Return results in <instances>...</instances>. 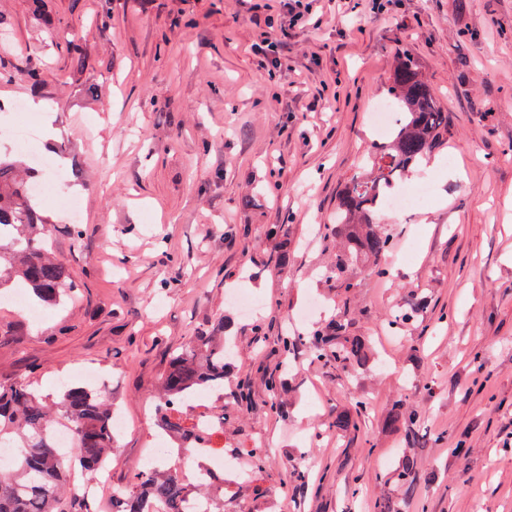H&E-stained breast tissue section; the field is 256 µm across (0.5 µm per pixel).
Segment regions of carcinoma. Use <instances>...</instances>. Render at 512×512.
<instances>
[{"instance_id":"cac0c4a2","label":"carcinoma","mask_w":512,"mask_h":512,"mask_svg":"<svg viewBox=\"0 0 512 512\" xmlns=\"http://www.w3.org/2000/svg\"><path fill=\"white\" fill-rule=\"evenodd\" d=\"M391 104L405 113L387 141L374 145L367 169L344 186L336 208V232L346 244L336 254L328 278L343 283L350 267L378 260L389 249L390 234L375 222L383 197L392 181L428 158L448 134V115L442 112L430 88L418 77L413 61L402 58L393 74ZM18 164L0 157V292L29 288L40 302L59 305L75 290L64 263L51 254L48 225L39 211L40 201L29 191L36 179L32 168L19 177ZM217 336L192 337L172 358L156 397L159 431L179 443L195 438L188 426L191 416L173 415L166 403L210 386H224V372L235 352L231 337L218 322ZM310 352L318 360L331 358L342 368L363 366L370 347L362 336L345 335V324L336 322L309 332ZM418 420L399 409L392 410L385 426L409 428ZM63 424L74 436V452L58 446L52 430ZM112 406L93 388L66 385L57 402L43 398L30 384L15 380L0 383V448L16 449L13 466L0 467V512H92L88 495L70 486L73 457L84 470L96 471L112 452ZM414 459L403 458L397 482L410 486L415 477ZM197 494L210 507L224 512V487L201 486ZM186 488L172 468L139 471L122 493L112 494L113 512H182Z\"/></svg>"}]
</instances>
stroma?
Listing matches in <instances>:
<instances>
[{
  "label": "stroma",
  "instance_id": "35a3bbf8",
  "mask_svg": "<svg viewBox=\"0 0 512 512\" xmlns=\"http://www.w3.org/2000/svg\"><path fill=\"white\" fill-rule=\"evenodd\" d=\"M272 2L0 0V100L31 107L34 148L55 151L70 173L62 194L82 208L78 236L61 206L44 209L75 300L38 323L0 300L11 332L0 381L55 398L83 368L110 376L129 423L109 461L116 490L143 467L172 354L221 320L238 351L224 390L243 379L252 396L228 413L224 439L267 454L263 472L225 485L224 512H363L383 499L397 512H512V0H315L295 28L265 25ZM264 40L281 66L256 52ZM402 54L447 112L448 136L408 174L430 200L380 218L389 276L359 264L339 287L329 223ZM231 287L261 310L240 318ZM415 302L414 321L387 327ZM340 309L374 360L342 371L301 343L279 371L280 337ZM360 398L358 427L334 435ZM397 404L420 416L412 439L384 425ZM406 456L410 494L395 480Z\"/></svg>",
  "mask_w": 512,
  "mask_h": 512
}]
</instances>
